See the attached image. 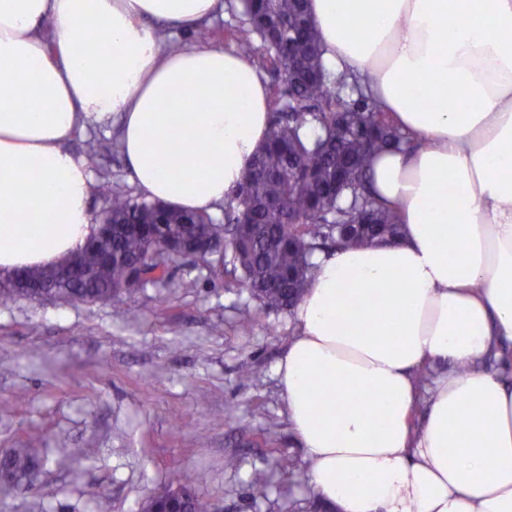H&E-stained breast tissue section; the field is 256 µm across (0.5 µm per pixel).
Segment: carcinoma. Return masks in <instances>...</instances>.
Wrapping results in <instances>:
<instances>
[{
    "instance_id": "1",
    "label": "carcinoma",
    "mask_w": 512,
    "mask_h": 512,
    "mask_svg": "<svg viewBox=\"0 0 512 512\" xmlns=\"http://www.w3.org/2000/svg\"><path fill=\"white\" fill-rule=\"evenodd\" d=\"M305 2L242 0L237 53L260 57L261 67L281 75L283 89L270 100L268 141L224 203V220L174 212L103 181L96 190L108 206L98 220L112 219V261L102 262L99 251L85 247L56 266L22 270L31 281L54 274L62 284L38 300L109 303L126 290L134 263L148 271L165 267L166 247L192 237L224 250L222 260L201 257L211 273L244 283L262 308L285 309L303 294L315 253L397 237L398 216L373 190L369 168L373 157L402 144L403 136L362 91L336 111V90L346 82L324 65ZM40 443V435H29L26 447L5 452L0 467L24 474L37 465ZM201 482L197 471L169 473V487L190 494L189 512H213L194 489Z\"/></svg>"
}]
</instances>
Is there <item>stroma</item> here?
I'll list each match as a JSON object with an SVG mask.
<instances>
[{"mask_svg":"<svg viewBox=\"0 0 512 512\" xmlns=\"http://www.w3.org/2000/svg\"><path fill=\"white\" fill-rule=\"evenodd\" d=\"M118 131L87 126L70 148L83 156L110 144L94 179L136 197ZM170 276L196 286L108 304H0V453L42 436L34 473L0 512H94L99 497L112 512H138L174 467L203 472L198 491L217 512H312L275 374L294 333L290 312L258 311L246 286L191 258ZM245 310L258 313L248 330L238 323Z\"/></svg>","mask_w":512,"mask_h":512,"instance_id":"obj_1","label":"stroma"}]
</instances>
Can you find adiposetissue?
I'll use <instances>...</instances> for the list:
<instances>
[{
	"label": "adipose tissue",
	"instance_id": "ef3b65f1",
	"mask_svg": "<svg viewBox=\"0 0 512 512\" xmlns=\"http://www.w3.org/2000/svg\"><path fill=\"white\" fill-rule=\"evenodd\" d=\"M222 0H0V272L98 225L76 130L120 116L133 182L212 211L270 126L249 58L170 49ZM329 68L409 138L371 182L401 237L317 253L275 372L312 494L335 512H512V0H308ZM54 54H47V44ZM431 361L427 414L415 373Z\"/></svg>",
	"mask_w": 512,
	"mask_h": 512
}]
</instances>
